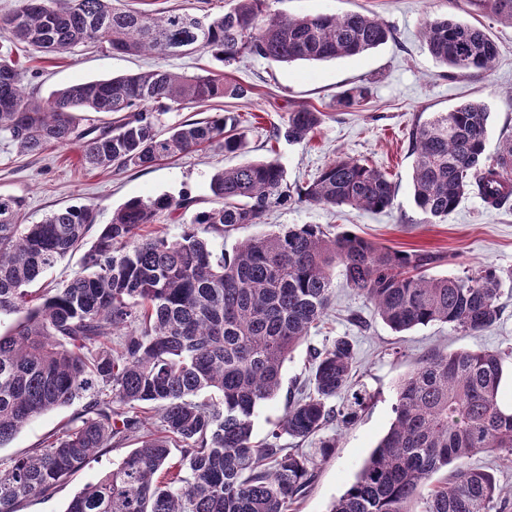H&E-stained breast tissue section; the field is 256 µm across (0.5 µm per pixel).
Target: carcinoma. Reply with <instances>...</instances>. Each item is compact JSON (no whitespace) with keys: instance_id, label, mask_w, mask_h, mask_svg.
Segmentation results:
<instances>
[{"instance_id":"1","label":"carcinoma","mask_w":512,"mask_h":512,"mask_svg":"<svg viewBox=\"0 0 512 512\" xmlns=\"http://www.w3.org/2000/svg\"><path fill=\"white\" fill-rule=\"evenodd\" d=\"M231 2L219 16H157L114 0H20L0 29L11 43L54 56L106 43L116 52L160 57L201 51L224 65L243 56L282 64L355 56L393 35L383 20L360 12L282 17L267 13V0ZM468 4L512 26V0ZM423 38L455 75L495 68L496 45L478 26L428 19ZM28 73L0 54V133L22 153L75 146L84 164L121 171L203 147L243 149L236 119L220 112L162 124L174 109L253 94V86L228 83L222 73L158 67L75 82L46 99L26 92ZM369 94L356 85L338 103L359 105ZM490 115L485 104L470 101L411 128L413 199L429 218L448 216L469 190L496 206L512 199V138L487 158ZM323 117L299 107L275 137L308 141ZM209 189L212 206L195 212L175 237L144 233L162 215L194 205L186 195L163 194L127 200L91 241L95 207L68 206L29 224L24 198L0 194V317L16 316L0 334V447L37 416L85 401L77 423L0 469V512L53 495L93 456L132 435L140 446L77 492L65 512H298L314 462L282 439L306 441L332 424L348 429L359 420L369 395L352 384V339L309 348L310 374L289 393L284 417L262 442L253 441V421L278 394L288 356L325 316L335 268L396 332L444 323L476 334L500 319L511 270L432 276L430 254L350 231L331 237L315 224L283 226L231 255L199 235L261 224L272 209L293 202L367 212L390 207L396 186L362 160L338 157L294 192L278 162L245 161L216 171ZM80 250L71 280L37 286ZM502 378L496 351L439 352L421 362L398 388L389 431L330 512H415V503L420 512H506L494 474L472 463L486 453L512 456ZM446 467L448 479L431 485Z\"/></svg>"}]
</instances>
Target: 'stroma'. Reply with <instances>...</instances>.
I'll return each instance as SVG.
<instances>
[{
	"label": "stroma",
	"mask_w": 512,
	"mask_h": 512,
	"mask_svg": "<svg viewBox=\"0 0 512 512\" xmlns=\"http://www.w3.org/2000/svg\"><path fill=\"white\" fill-rule=\"evenodd\" d=\"M121 3L124 8L148 13L180 9L220 15L228 8V0ZM268 11L273 15L374 14L392 28L393 37L363 54L335 60L285 65L247 57L224 66L203 52L158 58L117 54L109 47L90 45L64 56H49L12 49L7 33L0 31V53L11 52L30 68L27 89L41 97L77 81L157 67L186 75L220 70L226 81L254 87L253 95L247 99L227 97L201 109L171 111L163 117L164 124L171 126L220 110L234 115L244 143L242 157L227 156L212 147L146 169L115 172L85 166L74 147L51 149L36 156L19 152L0 133V193L23 197L32 222L62 207L92 203L98 209V223L106 224L113 210L133 197L187 195L194 199L195 209L209 208L213 173L234 166L243 158L277 161L292 188L297 189L311 182L332 159L348 155L388 175L396 186L390 208L366 212L349 207L338 210L291 204L274 209L265 223L245 225L224 237H213L214 248L230 253L246 240L278 225L318 224L334 234L349 230L399 250L434 253L438 257L430 269L434 276H461L482 266L512 268V205L496 209L471 193L448 216L429 219L413 200V157L409 147V131L415 122L471 100L483 102L491 113L487 155H494L501 139L512 136V26L474 14L467 0H268ZM436 17L484 27L498 46L495 70L488 75L477 72L461 78L437 62L422 36L425 20ZM361 83L370 88V97L363 105L345 108L337 104L340 92ZM303 105L325 114L312 139L298 144L275 138V129L283 126L289 112ZM500 301L503 311L499 322L475 335L441 323L399 333L381 320L371 304L348 288L343 278H335L331 306L319 327L312 331L309 344L350 337L356 347V376L371 399L358 422L339 432L335 454L318 460L300 512H329L391 425L402 380L417 363L436 352H504L500 400L503 410L512 409L511 288H504ZM355 314L364 318L366 328L353 324L351 317ZM307 346L302 344L295 349L283 366L279 393L260 406L254 420V440H263L272 424L283 416L294 380L307 377ZM81 409L82 403L77 400L34 419L0 447V464H8L38 445ZM135 446V441L130 440L97 454L54 495L26 499L19 512H65L75 493L96 482Z\"/></svg>",
	"instance_id": "35a3bbf8"
}]
</instances>
